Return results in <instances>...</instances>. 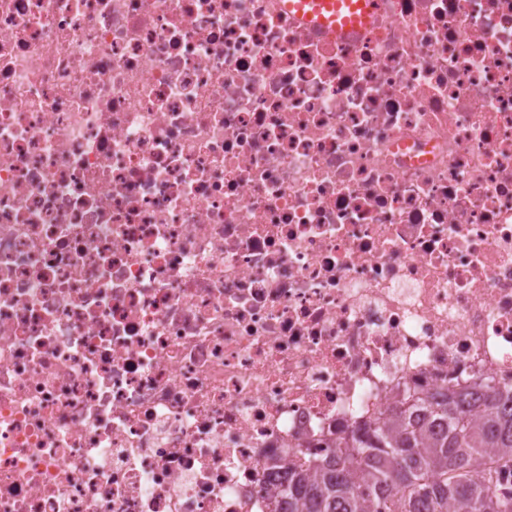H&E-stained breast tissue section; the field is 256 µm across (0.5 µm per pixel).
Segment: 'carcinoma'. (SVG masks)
Wrapping results in <instances>:
<instances>
[{"instance_id":"carcinoma-1","label":"carcinoma","mask_w":512,"mask_h":512,"mask_svg":"<svg viewBox=\"0 0 512 512\" xmlns=\"http://www.w3.org/2000/svg\"><path fill=\"white\" fill-rule=\"evenodd\" d=\"M268 512H512V390L410 393L326 453L269 473Z\"/></svg>"}]
</instances>
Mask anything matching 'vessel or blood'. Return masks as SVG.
I'll return each mask as SVG.
<instances>
[{
    "label": "vessel or blood",
    "mask_w": 512,
    "mask_h": 512,
    "mask_svg": "<svg viewBox=\"0 0 512 512\" xmlns=\"http://www.w3.org/2000/svg\"><path fill=\"white\" fill-rule=\"evenodd\" d=\"M285 8L310 26L342 34L368 24L373 15L372 0H286Z\"/></svg>",
    "instance_id": "b4317fda"
}]
</instances>
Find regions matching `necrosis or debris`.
Listing matches in <instances>:
<instances>
[{
    "label": "necrosis or debris",
    "mask_w": 512,
    "mask_h": 512,
    "mask_svg": "<svg viewBox=\"0 0 512 512\" xmlns=\"http://www.w3.org/2000/svg\"><path fill=\"white\" fill-rule=\"evenodd\" d=\"M512 388V0H0V512H265L410 391ZM283 6L319 30L329 29L335 33L349 34L351 29L369 23L372 15L371 0H284ZM353 1H356L353 3ZM342 9L348 14L342 16Z\"/></svg>",
    "instance_id": "necrosis-or-debris-1"
}]
</instances>
